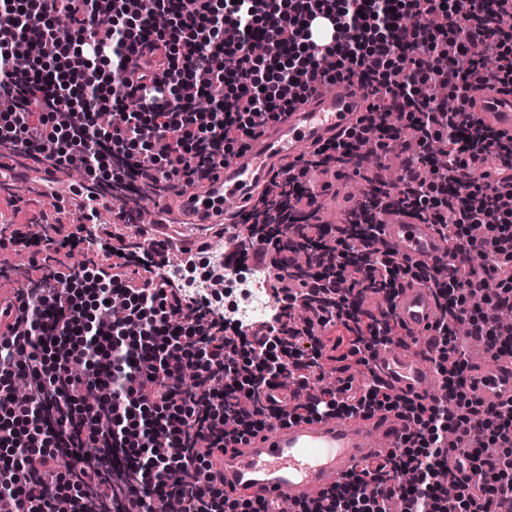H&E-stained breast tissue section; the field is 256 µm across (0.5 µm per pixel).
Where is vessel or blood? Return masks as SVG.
Segmentation results:
<instances>
[{
	"instance_id": "1",
	"label": "vessel or blood",
	"mask_w": 512,
	"mask_h": 512,
	"mask_svg": "<svg viewBox=\"0 0 512 512\" xmlns=\"http://www.w3.org/2000/svg\"><path fill=\"white\" fill-rule=\"evenodd\" d=\"M366 108L363 96L345 93L341 86L320 90L279 122L261 125L249 149L234 156L201 184L178 186L163 196L160 207L184 224H220L225 234L244 235L260 210L262 184L284 161L314 150L349 129ZM476 114L486 124L512 136V94L488 92L476 101ZM13 179H25L40 190L58 185L60 170L16 168ZM384 239L396 257L434 266L448 258V240L433 225L393 212L384 226ZM396 321L420 333L438 318V301L429 288L411 285L394 301ZM373 376L391 393L428 396L437 377L411 352L389 345L370 365ZM475 395L485 404L512 403V361L468 374ZM405 424L393 413L380 411L360 420L303 417L272 428L236 448L224 451V494L230 498L261 497L279 504L317 502L358 464L389 450L399 441Z\"/></svg>"
}]
</instances>
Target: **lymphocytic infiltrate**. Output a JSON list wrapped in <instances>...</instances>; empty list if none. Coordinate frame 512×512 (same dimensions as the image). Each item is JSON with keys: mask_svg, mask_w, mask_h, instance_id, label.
Wrapping results in <instances>:
<instances>
[{"mask_svg": "<svg viewBox=\"0 0 512 512\" xmlns=\"http://www.w3.org/2000/svg\"><path fill=\"white\" fill-rule=\"evenodd\" d=\"M157 13L168 24L149 28ZM502 14L512 0H289L284 11L269 0H6L0 98L12 107L0 113L10 147L0 175L20 160L74 164L84 178L71 193L103 195L133 173L161 196L208 178L322 86L354 79L368 100L354 127L265 182V220L248 228L274 303L261 325L226 329L223 312L166 275L163 243L85 233L98 210L71 226L42 222L34 236L0 226V250L29 251L42 272L0 332V494L14 512H150L163 496L180 512H270L225 497L227 443L297 417L382 409L407 423L396 448L300 512H512V406L472 396L455 336L464 322L493 359H512V137L470 111L478 90L512 93ZM257 37L265 54L250 51ZM145 49L153 68L129 72ZM208 95L212 111H198ZM372 129L378 163L404 159L395 183L353 146ZM492 155L503 163L491 170ZM322 167L365 187L345 222L319 215L332 189L313 177ZM393 210L447 236L446 265L375 249L378 217ZM76 250L82 263L60 261ZM412 281L438 298L429 351L440 396H394L370 379L277 405L283 379L316 384L336 358L368 365L397 336L392 301ZM452 438L470 473L450 496L436 474Z\"/></svg>", "mask_w": 512, "mask_h": 512, "instance_id": "lymphocytic-infiltrate-1", "label": "lymphocytic infiltrate"}]
</instances>
